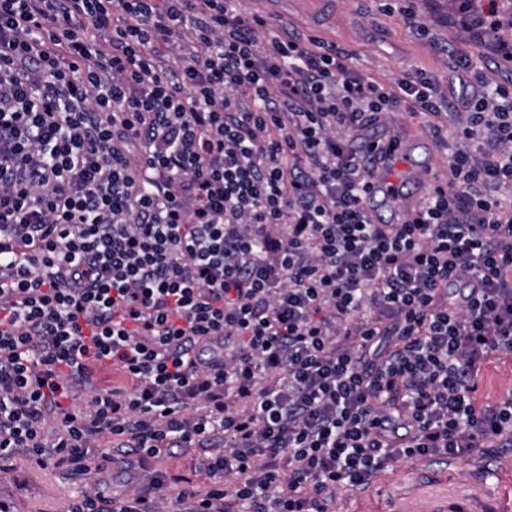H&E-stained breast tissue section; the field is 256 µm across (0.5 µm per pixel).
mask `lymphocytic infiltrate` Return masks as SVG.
<instances>
[{
  "label": "lymphocytic infiltrate",
  "instance_id": "f902f5d3",
  "mask_svg": "<svg viewBox=\"0 0 512 512\" xmlns=\"http://www.w3.org/2000/svg\"><path fill=\"white\" fill-rule=\"evenodd\" d=\"M239 2L0 0V462L79 474L112 442L150 473L66 512H334L391 462L512 447V393L474 398L512 353V84L376 224L392 144L350 138L404 106L441 134L438 81ZM450 21L512 68V0ZM190 447L201 490L155 467ZM396 174L400 177L405 178L403 184V192L409 193L411 189L415 188L416 183L413 180L412 173H408L405 168H400L396 171ZM393 183L397 186L395 180H392ZM397 190H392L391 192L388 186L382 180H374L371 182L370 188L368 189L365 197V207L367 211L370 213L372 220L376 224H382L385 221H389L390 215L389 212H382L385 217V221L382 218L381 210L377 207L376 202L377 198L380 195H388L394 210V224H401L406 220V209L403 203V192L399 191L397 186Z\"/></svg>",
  "mask_w": 512,
  "mask_h": 512
}]
</instances>
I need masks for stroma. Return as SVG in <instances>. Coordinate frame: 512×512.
<instances>
[{"label": "stroma", "instance_id": "obj_1", "mask_svg": "<svg viewBox=\"0 0 512 512\" xmlns=\"http://www.w3.org/2000/svg\"><path fill=\"white\" fill-rule=\"evenodd\" d=\"M384 0H242L243 15L264 16L270 29L288 27L295 34L336 44L362 75L388 83L420 70L435 76L448 98V109L461 112L480 93L484 81L512 82V71L498 67L492 54H479L469 37L448 23V0H415L422 22L446 45L438 51L404 22L399 12L383 8ZM478 54L477 70L460 74L450 54ZM370 136L403 137L415 163L445 175L448 150L422 115L402 108L352 138L360 148ZM512 393V354L491 357L479 375V405ZM477 470L437 459L392 462L362 491H340L336 512H446L451 503L468 500L476 512H512V447L476 448L469 455ZM144 475L134 456L123 449L111 458L96 457L81 475L55 466L39 467L23 456L0 465V497L13 501L16 512H62L70 497L82 491L108 498L125 496Z\"/></svg>", "mask_w": 512, "mask_h": 512}]
</instances>
